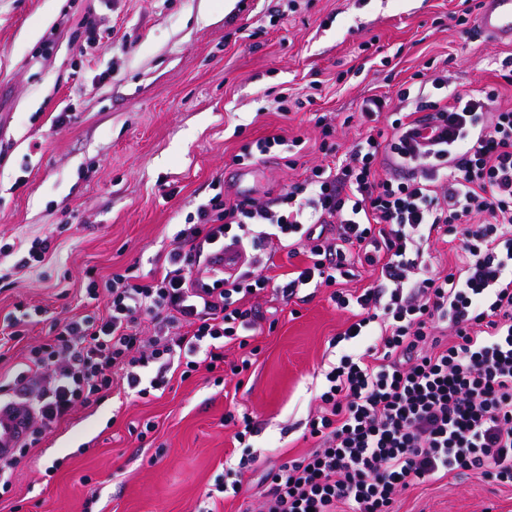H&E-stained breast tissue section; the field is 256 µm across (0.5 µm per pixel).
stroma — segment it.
Instances as JSON below:
<instances>
[{"instance_id": "35a3bbf8", "label": "stroma", "mask_w": 512, "mask_h": 512, "mask_svg": "<svg viewBox=\"0 0 512 512\" xmlns=\"http://www.w3.org/2000/svg\"><path fill=\"white\" fill-rule=\"evenodd\" d=\"M478 2L235 0L228 10L224 0H0V240L52 239L40 266L18 270L17 254H0L13 273L0 318L20 301L48 314L18 341L0 326V375L21 369L49 318L103 309L85 297L87 271L147 272L200 202L219 192L262 199L307 179L325 162L314 114L336 116L344 152L368 134L353 119L362 99L416 88L424 67H446L463 93L494 83L512 45L464 38L453 19ZM88 22L111 39L84 48L73 33ZM373 37L379 49L368 48ZM62 111L72 121L58 129ZM272 132L308 139L305 157L289 165L281 146L232 164ZM264 308L276 324L256 336L247 371L219 382L202 370L173 378L159 398L76 410L15 463L0 512L257 508L266 471L311 452L308 422L331 364L370 342L338 341L351 314L326 288ZM245 414L253 431L240 444ZM147 422L152 431L137 438ZM231 468L244 494L211 502L206 491ZM395 508L512 512V485L460 475L409 489Z\"/></svg>"}]
</instances>
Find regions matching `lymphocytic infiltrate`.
Listing matches in <instances>:
<instances>
[{
  "mask_svg": "<svg viewBox=\"0 0 512 512\" xmlns=\"http://www.w3.org/2000/svg\"><path fill=\"white\" fill-rule=\"evenodd\" d=\"M417 94L371 95L359 121L378 124L344 158L266 199L215 194L188 213L163 264L142 275L89 279L103 312L51 321L24 369L0 383L25 386L35 415L27 446L76 409L107 397L164 393L170 373L224 367V348H247L258 301L323 286L353 319L341 337L380 334L326 372L316 449L269 469L260 512H392L399 492L469 473L512 483V108L498 87L450 91L435 70ZM439 140L419 138L424 123ZM261 251L238 276L207 274L208 245ZM457 244L446 269L431 246ZM281 252L303 255L272 277ZM378 285L344 291L355 262Z\"/></svg>",
  "mask_w": 512,
  "mask_h": 512,
  "instance_id": "obj_1",
  "label": "lymphocytic infiltrate"
}]
</instances>
